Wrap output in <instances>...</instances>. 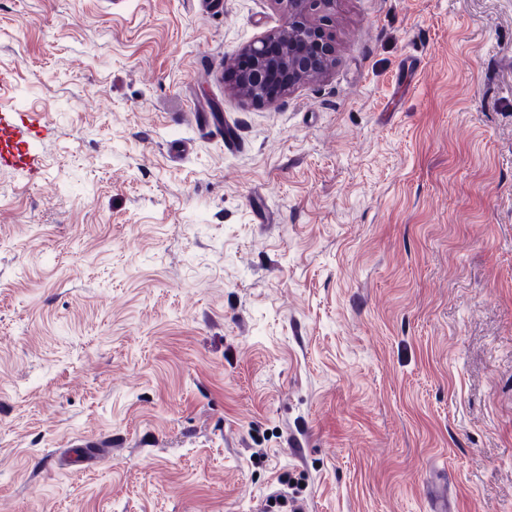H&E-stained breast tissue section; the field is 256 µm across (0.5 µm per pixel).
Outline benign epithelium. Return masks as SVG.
<instances>
[{
	"label": "benign epithelium",
	"instance_id": "1",
	"mask_svg": "<svg viewBox=\"0 0 512 512\" xmlns=\"http://www.w3.org/2000/svg\"><path fill=\"white\" fill-rule=\"evenodd\" d=\"M285 14L282 29L247 44L241 54L252 68L235 82L238 95L250 103L267 99L266 78L275 73L288 77L284 91L325 72L334 62L336 47L329 32L336 0H274Z\"/></svg>",
	"mask_w": 512,
	"mask_h": 512
}]
</instances>
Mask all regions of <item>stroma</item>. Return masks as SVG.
Segmentation results:
<instances>
[{
  "mask_svg": "<svg viewBox=\"0 0 512 512\" xmlns=\"http://www.w3.org/2000/svg\"><path fill=\"white\" fill-rule=\"evenodd\" d=\"M332 18L0 0V512H512V0ZM285 14L282 29L271 31L247 44L241 55L248 56L252 68L235 82L238 95L250 103L267 99L266 78L275 73L288 77L283 93L301 82L325 72L334 62L336 47L329 32L331 9L336 0H274ZM279 51L269 52L270 42ZM313 48L315 53H307Z\"/></svg>",
  "mask_w": 512,
  "mask_h": 512,
  "instance_id": "1",
  "label": "stroma"
}]
</instances>
